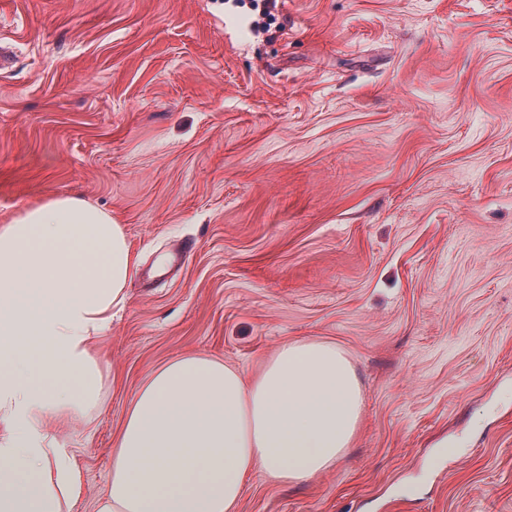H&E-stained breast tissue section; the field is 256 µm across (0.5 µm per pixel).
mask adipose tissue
I'll return each instance as SVG.
<instances>
[{"mask_svg": "<svg viewBox=\"0 0 512 512\" xmlns=\"http://www.w3.org/2000/svg\"><path fill=\"white\" fill-rule=\"evenodd\" d=\"M135 271L122 225L80 196L0 225V512H66L80 496L43 426L97 404L94 344ZM360 417L358 377L331 344L283 343L249 380L181 357L133 398L97 512H237L251 475L295 482L333 468Z\"/></svg>", "mask_w": 512, "mask_h": 512, "instance_id": "1", "label": "adipose tissue"}]
</instances>
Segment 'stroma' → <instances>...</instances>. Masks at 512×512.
<instances>
[{"label": "stroma", "mask_w": 512, "mask_h": 512, "mask_svg": "<svg viewBox=\"0 0 512 512\" xmlns=\"http://www.w3.org/2000/svg\"><path fill=\"white\" fill-rule=\"evenodd\" d=\"M0 225L76 194L138 272L101 404L45 433L96 512L152 372L336 345L334 468L238 512H512V0H0Z\"/></svg>", "instance_id": "1"}]
</instances>
